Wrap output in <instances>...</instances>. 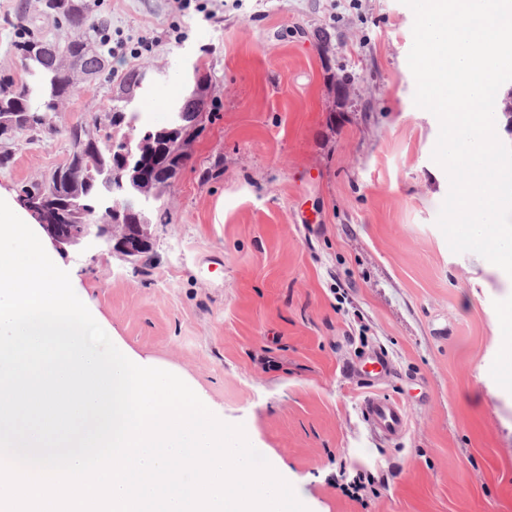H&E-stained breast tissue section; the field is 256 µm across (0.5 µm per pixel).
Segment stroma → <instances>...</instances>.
<instances>
[{"label":"stroma","mask_w":512,"mask_h":512,"mask_svg":"<svg viewBox=\"0 0 512 512\" xmlns=\"http://www.w3.org/2000/svg\"><path fill=\"white\" fill-rule=\"evenodd\" d=\"M0 0V71L16 4ZM97 0L106 68L37 134L17 136L0 194L66 163L68 129L105 118L124 72L145 70L139 125L207 72L188 163L147 208L152 248L119 254L41 242L101 325L188 380L279 466L309 512H512V341L499 328L512 277L453 253L436 224L449 191L432 159L439 122L414 103V14L402 0ZM185 29L186 41L174 38ZM155 36L152 50L138 39ZM372 349L373 390L409 426L394 441L362 418L349 373ZM375 479L355 500L340 469Z\"/></svg>","instance_id":"stroma-1"}]
</instances>
